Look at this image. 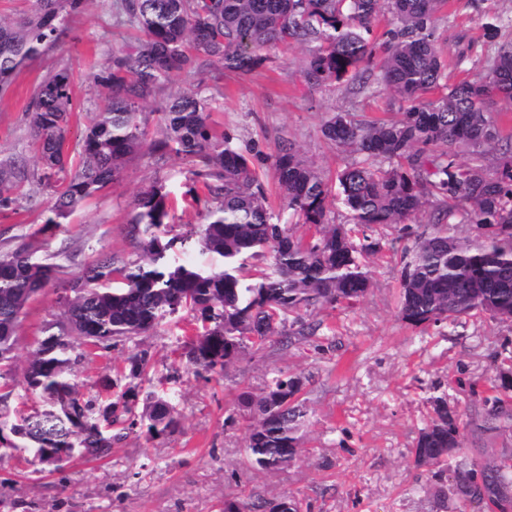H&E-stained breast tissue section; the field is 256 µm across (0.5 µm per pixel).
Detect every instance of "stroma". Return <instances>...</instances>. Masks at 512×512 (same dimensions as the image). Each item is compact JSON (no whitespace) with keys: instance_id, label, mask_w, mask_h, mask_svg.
Here are the masks:
<instances>
[{"instance_id":"1","label":"stroma","mask_w":512,"mask_h":512,"mask_svg":"<svg viewBox=\"0 0 512 512\" xmlns=\"http://www.w3.org/2000/svg\"><path fill=\"white\" fill-rule=\"evenodd\" d=\"M487 12L512 16V0H452L449 11L437 16L436 37L449 62V81L466 77L485 57L480 25ZM67 27L63 41L44 48L0 88V149L31 164L36 158L26 106L35 86L49 73L69 71L76 108L68 152L77 154L86 126L112 96L87 75L134 35L118 23L115 0H88ZM268 55V62L247 74L223 75L212 66L179 74L162 94L192 89L214 96V133L250 149L256 169L267 174L280 141L289 139L326 176H334L346 157L322 135L327 112L392 119L401 110L381 79L380 40L372 62L360 67L371 89L359 94L342 83L307 84V46L280 45ZM157 182L170 193L171 235H187L203 223L202 207L191 200L189 163L159 155L149 144L61 227L44 224L52 201L46 186L37 188L34 199L22 194L10 209L0 210V250L18 236L46 240L55 248L68 242L82 250L78 263L64 264L54 286L29 302L18 329L11 385H23L30 351L59 317L60 288L98 258L136 259L126 222L137 195ZM432 230L427 208L405 223L368 229L381 249L367 261L372 286L363 298L348 308L315 310L308 318L318 327L315 335L267 343L220 373L199 377L175 352L192 313L167 318L144 338L154 371L140 392H174L179 429L158 435L136 428L108 457L79 458L51 474L34 472L30 449L10 450L0 457V512H223L225 495L235 493L251 502L290 495L299 499L302 512H456L452 499L439 497L428 468L415 464L412 450L431 416V397L447 395L449 404L477 418L478 398L497 375L495 355L512 350V322L464 316L421 329L399 319L404 256L418 235ZM132 351V344L121 342L109 356L91 355L76 365L83 393L96 395L98 380L112 365L125 364ZM278 372L304 382L308 452L287 469L263 474L245 465L248 421L237 397L260 392Z\"/></svg>"}]
</instances>
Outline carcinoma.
<instances>
[{
	"instance_id": "carcinoma-1",
	"label": "carcinoma",
	"mask_w": 512,
	"mask_h": 512,
	"mask_svg": "<svg viewBox=\"0 0 512 512\" xmlns=\"http://www.w3.org/2000/svg\"><path fill=\"white\" fill-rule=\"evenodd\" d=\"M87 0H36L21 23L0 16V86L48 45L60 42L68 16ZM449 0H116L123 22L142 39L112 53L96 72L95 83L109 86L112 98L96 113L81 137L75 170L66 168L65 148L74 109L70 75L59 70L36 87L26 112L41 172L21 157L0 149V208L16 202L21 188L55 185L46 225L59 226L74 211L112 183L128 158L143 147L145 104L171 84L178 73L216 65L246 73L262 66L264 51L281 43L310 46L304 74L312 85L347 82L368 90L359 65L370 59L373 24L388 16L384 32L387 56L382 77L394 99L406 104L399 119L371 121L352 112H330L323 136L350 156L330 183L294 143L278 146L273 176L289 214L314 228L307 240L293 235L268 202L265 184L251 157L232 138L213 135L212 99L180 91L162 100L161 137L153 147L181 156L214 206L192 234L167 241L171 215L165 187L141 191L127 221V236L138 252L134 261L113 256L84 267L61 297L60 316L50 334L31 351L25 368V392L49 397V408L9 421V384L0 393V446L13 448L12 434L35 448L39 463L61 469L74 455L102 458L112 442V425L144 423L152 433H173L179 419L172 398L148 395L136 412L138 393L129 385L116 401L98 409L84 398L71 377L84 346L107 353L119 342L134 345L128 369L103 380L110 390L124 380L145 377L151 354L141 337L168 315L195 313L184 357L197 374L223 371L276 337L302 339L317 327L301 312L349 305L370 287L362 258L378 243L354 242L351 230L329 217V199L338 201L352 223L402 224L426 204L435 203L434 231L420 235L401 270L399 317L416 328L437 326L478 312L512 320V136L503 138L496 113L512 112V39L503 30L512 18L489 13L481 23L490 50L487 70L471 80L446 86L426 97L446 77L447 61L437 44L435 17ZM464 148L470 162L457 160ZM459 218L471 232L448 234L444 225ZM195 242L210 264L179 262L175 244ZM271 254L272 264L253 283L242 275L245 256ZM77 250L64 244L36 258L24 238L0 252V379L15 359L17 331L28 302L47 288L63 258L76 261ZM512 355L502 360L492 393L481 398L487 428L512 432ZM302 381L274 375L258 396L244 392L239 406L250 413L248 462L274 472L302 453L306 411L300 402ZM433 417L421 429L414 448L419 466L447 481L440 492L475 508L512 512V450L478 459L463 447L462 415L448 395L432 398ZM45 448H71L54 461ZM299 512L288 497L248 503L224 497V512Z\"/></svg>"
}]
</instances>
